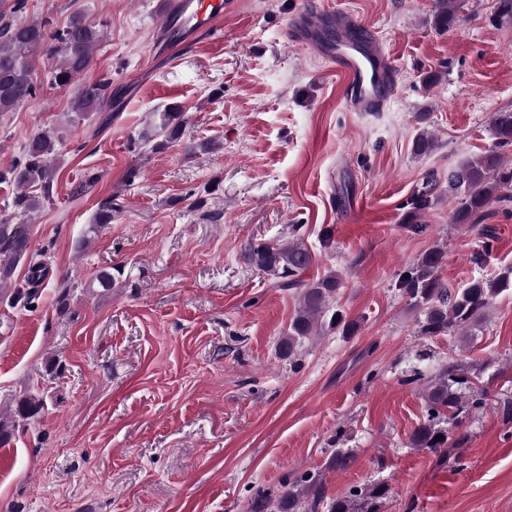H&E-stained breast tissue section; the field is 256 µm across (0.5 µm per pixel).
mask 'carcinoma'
Returning <instances> with one entry per match:
<instances>
[{
	"mask_svg": "<svg viewBox=\"0 0 512 512\" xmlns=\"http://www.w3.org/2000/svg\"><path fill=\"white\" fill-rule=\"evenodd\" d=\"M27 0H0V112H12L36 96L32 63L44 58L51 63L50 83L65 88L87 71L94 52L104 39L105 24H95L81 14L71 16L67 25L49 31L40 20L20 21L14 17L23 12ZM457 0H434L433 22L444 30L456 22ZM112 100V81L101 79L83 83L70 103V122L80 123L101 111ZM158 121L143 139L154 142L153 149H163L179 141L186 115L177 106L155 113ZM490 131L495 148L462 163L449 175L453 189L463 195L460 206L451 215L453 224H469L481 216L494 201L500 189L512 187V167L503 163L500 149L512 146V111L494 112ZM437 146L428 131L419 133L413 151L421 156ZM60 161L58 140L54 132L44 129L35 134L25 147L22 161L0 172V181H8L15 189L12 200L14 215L0 219V288L13 283L17 265L31 246L29 221L44 203L51 201ZM243 258L258 271L271 276L282 288L299 289V308L280 341L282 353L293 356L302 340L318 336L323 330L322 317L336 298L342 279L333 273L308 282L303 274L314 262V253L302 239L290 236L277 243H250ZM444 252L435 247L399 277V288L419 309V327L424 336L454 335L468 343L478 335L494 301L512 290V265L491 277H476L462 289H451L438 276ZM405 382L422 387L426 414L411 432L408 445L426 450L440 458L448 456V447H462L468 430L459 415L486 404L485 389L469 382L454 361L442 364L426 374L415 368ZM44 407L43 399L23 396L0 406V446L15 437L16 426L37 417ZM453 413V429H448L447 412ZM390 497L384 482L370 483L345 495L330 497L326 493L322 471H305L287 477L276 492L259 491L246 507V512H382Z\"/></svg>",
	"mask_w": 512,
	"mask_h": 512,
	"instance_id": "carcinoma-1",
	"label": "carcinoma"
}]
</instances>
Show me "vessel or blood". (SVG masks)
<instances>
[{
  "mask_svg": "<svg viewBox=\"0 0 512 512\" xmlns=\"http://www.w3.org/2000/svg\"><path fill=\"white\" fill-rule=\"evenodd\" d=\"M224 0H169L161 25L166 56L208 37L223 44ZM294 43L319 50L329 70L344 81L346 105L353 112H380L396 90V71L380 43L365 36L352 17L336 11L309 12L290 28Z\"/></svg>",
  "mask_w": 512,
  "mask_h": 512,
  "instance_id": "b4317fda",
  "label": "vessel or blood"
}]
</instances>
